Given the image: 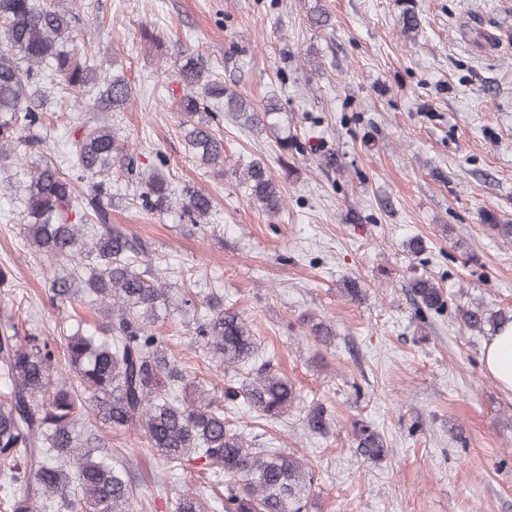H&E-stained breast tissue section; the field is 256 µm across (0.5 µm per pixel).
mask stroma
Returning <instances> with one entry per match:
<instances>
[{
  "instance_id": "35a3bbf8",
  "label": "stroma",
  "mask_w": 512,
  "mask_h": 512,
  "mask_svg": "<svg viewBox=\"0 0 512 512\" xmlns=\"http://www.w3.org/2000/svg\"><path fill=\"white\" fill-rule=\"evenodd\" d=\"M79 13L78 40L97 72L119 68L132 88L116 112L79 107L45 79L47 151L65 163L73 116L106 121L134 147L112 172V229L164 282L224 297L257 339L258 363L293 382L331 416L308 433L300 410L269 424L238 407L230 419L262 447L307 460L316 489L307 512H512V391L484 369L485 336L460 315L475 304L512 310V0H53ZM412 4L421 26L399 20ZM327 25H317L318 15ZM204 55L212 74L254 107L281 104L277 133L239 127L215 107L224 169L191 158L178 74ZM295 151L282 154L278 137ZM173 188L209 194L207 230L135 199L156 153ZM265 164L285 203L275 215L248 198L239 172ZM30 159L0 164V317L62 336L70 310L53 302L54 270L20 229ZM421 238L425 249L411 253ZM431 277L443 314L418 313L408 279ZM363 297L351 300L346 279ZM330 326V343L310 330ZM192 311L173 305L157 324L169 354L216 393L233 385L192 342ZM375 428L382 460L355 451L353 425ZM114 460L129 462L137 512H174L156 482L183 489L203 473L167 470L133 433L88 421Z\"/></svg>"
}]
</instances>
